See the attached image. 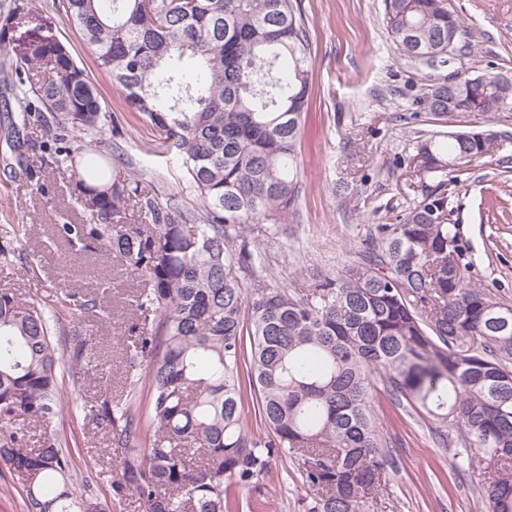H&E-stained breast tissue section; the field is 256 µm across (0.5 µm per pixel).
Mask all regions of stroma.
Returning a JSON list of instances; mask_svg holds the SVG:
<instances>
[{"label":"stroma","instance_id":"1","mask_svg":"<svg viewBox=\"0 0 512 512\" xmlns=\"http://www.w3.org/2000/svg\"><path fill=\"white\" fill-rule=\"evenodd\" d=\"M311 44V98L300 152L298 214L263 244L268 278L290 285L304 266L343 269L359 260L380 224L421 196L413 157L419 138L437 131L492 130L504 143L491 157L452 166L457 182L453 206L474 261L473 276L499 302L512 304V112L493 116L457 112L446 122L419 111L414 100L429 78L444 77L454 63L415 68L395 52L382 23V0H298ZM460 14L472 47L465 62L470 74L512 75V0H448ZM67 45L98 89L117 133H104L100 148L111 155L115 173L143 174L164 193L197 200L187 189L179 163L155 151L156 132L127 111L109 76L95 66V49L66 25L54 0H32L16 15L0 43V230L32 224L27 241L41 269L31 275L19 265L0 268V289L15 288L28 301H48L66 290L106 286L110 315L89 316L82 325L93 338L96 375L82 385L64 381L68 398H100L122 387L112 365L129 340L134 323L133 283L106 258L91 261L56 245L46 247L51 227L79 221L66 193L71 173L41 164L33 147L40 133L25 125L23 102L4 76L28 43ZM44 193H37V185ZM374 406L389 438L390 482L378 512H480L479 469L453 470L427 417L394 403L376 388ZM306 495L292 461L274 457L259 487L235 491L240 512H304Z\"/></svg>","mask_w":512,"mask_h":512}]
</instances>
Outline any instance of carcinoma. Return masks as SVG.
I'll return each instance as SVG.
<instances>
[{
    "mask_svg": "<svg viewBox=\"0 0 512 512\" xmlns=\"http://www.w3.org/2000/svg\"><path fill=\"white\" fill-rule=\"evenodd\" d=\"M400 58L428 66L464 34L447 0H383ZM30 0L0 12V37ZM96 48L131 112L185 169L199 199L163 195L136 174L112 175L96 149L105 112L86 71L60 42L34 41L11 64L27 117L42 128V161L68 168L78 224L52 240L100 248L142 282L133 294L137 339L120 367L124 388L82 401L83 422L108 430L114 470L76 488L75 433L52 428L69 403L62 378L90 375L78 316L105 310L102 294L62 293L23 304L0 291V464L22 480L26 512H237L234 487H258L287 455L306 489V512H371L388 477V441L374 411L377 382L425 414L456 470L483 455L485 512H512V305L474 282L455 220L448 167L493 155L497 135L439 132L417 143L422 197L394 224H379L360 261L336 272L300 271L273 286L253 274L255 233L297 213L298 145L310 97V44L294 0H57ZM196 62L201 74L181 66ZM501 74L467 75L463 112H511ZM420 111L448 117V90L419 96ZM87 138L76 164L66 132ZM137 209L141 223H128ZM21 224L0 243L33 274ZM249 336L250 357L244 354ZM73 342L67 362L53 340ZM253 392L267 433L241 410ZM38 424L32 441L17 418Z\"/></svg>",
    "mask_w": 512,
    "mask_h": 512,
    "instance_id": "cac0c4a2",
    "label": "carcinoma"
}]
</instances>
